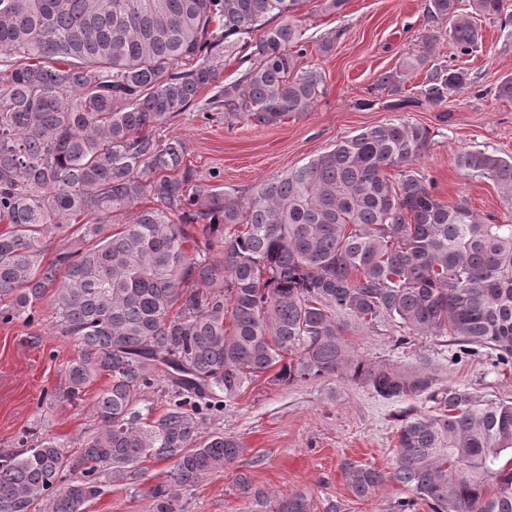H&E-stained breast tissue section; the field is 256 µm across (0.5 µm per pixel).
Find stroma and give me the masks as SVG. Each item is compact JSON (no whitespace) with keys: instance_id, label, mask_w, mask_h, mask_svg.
<instances>
[{"instance_id":"1","label":"stroma","mask_w":512,"mask_h":512,"mask_svg":"<svg viewBox=\"0 0 512 512\" xmlns=\"http://www.w3.org/2000/svg\"><path fill=\"white\" fill-rule=\"evenodd\" d=\"M475 22L482 41L461 55L445 37L447 21L432 19L426 0H348L339 14L309 12L302 18L305 51L298 65L318 68L324 78V91L311 112L262 126L244 116L227 118L191 108L158 136L181 138L185 163L199 179L239 197L362 128L404 119L433 133L428 151L412 168L432 181L440 198L463 197L482 215L503 216L497 187L466 175L455 164L457 154L473 149L512 156V100L497 93L499 83L512 76V35L500 19L479 16ZM431 32L443 35L435 62L464 68L471 84L441 106L386 107V95L373 90L378 74L395 69ZM326 39L333 47L323 53L318 46ZM37 315L32 325L0 322V448L16 447L29 429L82 440L98 431L92 407L105 378L87 387L81 403L52 401V394L65 384L64 369L77 357L79 345L61 335L48 302L38 304ZM345 336L368 360L397 365L424 360L437 371L440 385L465 386L484 400L512 401V367L499 369L486 359L451 365L445 337L415 336L400 346L394 325L355 319L347 320ZM403 409V404L382 400L338 375L289 386L255 381L222 416L201 423V435L235 437L241 451L223 472L194 488L188 512H273L278 499L294 493L310 496L312 512H391L396 500L409 497V489L390 483L374 497L358 499L344 466L352 462L390 468ZM142 468L138 483L104 487L91 512H152L147 491L166 481L168 465L149 460ZM242 473L253 487L267 491L266 504L257 505L240 490L237 477Z\"/></svg>"}]
</instances>
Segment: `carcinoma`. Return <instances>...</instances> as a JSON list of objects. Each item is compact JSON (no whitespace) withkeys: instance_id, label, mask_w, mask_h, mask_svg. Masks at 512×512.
Listing matches in <instances>:
<instances>
[{"instance_id":"1","label":"carcinoma","mask_w":512,"mask_h":512,"mask_svg":"<svg viewBox=\"0 0 512 512\" xmlns=\"http://www.w3.org/2000/svg\"><path fill=\"white\" fill-rule=\"evenodd\" d=\"M315 2L336 14L346 4L0 0V321L31 324L49 299L56 327L80 343L57 400L73 404L109 377L94 403L99 435L0 450V512H90L105 484L138 482L151 459L169 463L167 481L150 489L153 512H186L185 493L240 453L233 436H199L203 418L257 380L332 374L384 400L440 406L403 411L391 469L348 464L356 497L393 481L414 496L392 512H417L420 501L432 512H512V404L442 388L424 365L364 360L345 338V316L391 321L399 345L447 337L453 365H512V221L489 223L407 169L430 129L364 128L243 197L202 182L182 139L156 137L193 107L264 126L311 111L323 76L297 60L299 15ZM458 2L426 7L468 54L480 33ZM470 6L497 17L503 3ZM438 41L425 35L379 75L393 107L439 106L470 83L462 68L427 66ZM240 46L247 68L217 85L218 59ZM418 70L409 99L403 76ZM205 88L214 92L201 101ZM456 165L492 181L512 212V157L474 149ZM52 233L82 247L46 262ZM157 381L171 393L160 414L141 399ZM311 508L296 493L277 512Z\"/></svg>"}]
</instances>
